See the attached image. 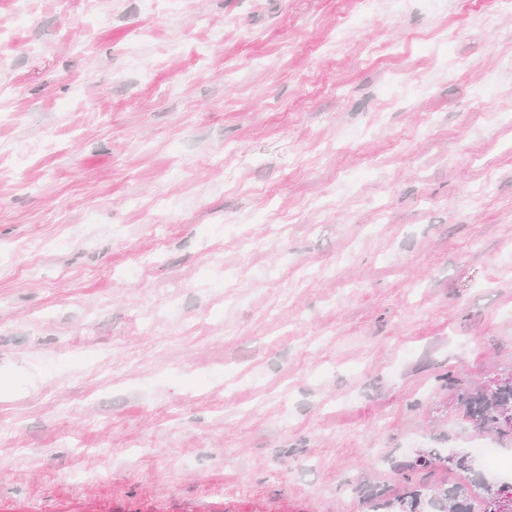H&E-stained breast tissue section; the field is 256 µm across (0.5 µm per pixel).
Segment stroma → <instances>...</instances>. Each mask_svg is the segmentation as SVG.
Here are the masks:
<instances>
[{"mask_svg": "<svg viewBox=\"0 0 512 512\" xmlns=\"http://www.w3.org/2000/svg\"><path fill=\"white\" fill-rule=\"evenodd\" d=\"M0 512H371L512 371V10L0 0Z\"/></svg>", "mask_w": 512, "mask_h": 512, "instance_id": "stroma-1", "label": "stroma"}]
</instances>
